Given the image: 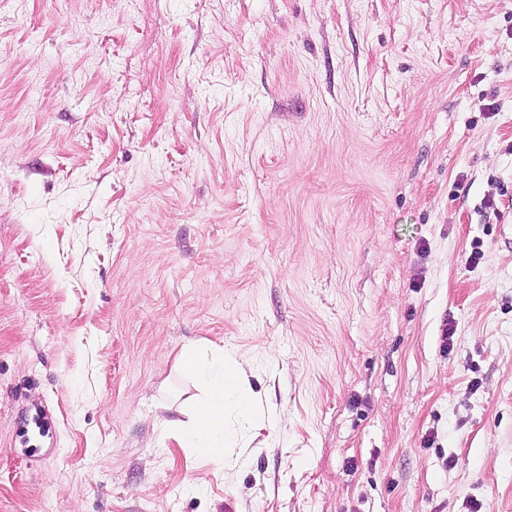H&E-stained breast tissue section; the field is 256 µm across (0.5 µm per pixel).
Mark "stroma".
I'll use <instances>...</instances> for the list:
<instances>
[{"instance_id":"obj_1","label":"stroma","mask_w":512,"mask_h":512,"mask_svg":"<svg viewBox=\"0 0 512 512\" xmlns=\"http://www.w3.org/2000/svg\"><path fill=\"white\" fill-rule=\"evenodd\" d=\"M0 512H512V0H0ZM222 352L223 361L216 362L209 360L203 349L190 346L179 359L181 372L201 385L203 395L194 402L191 423L177 439L183 448H195L208 458L223 454L230 440L224 427V405L228 399H234L244 418L265 423L250 387L247 364L224 355L223 348Z\"/></svg>"}]
</instances>
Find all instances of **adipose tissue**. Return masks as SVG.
Listing matches in <instances>:
<instances>
[{
	"label": "adipose tissue",
	"mask_w": 512,
	"mask_h": 512,
	"mask_svg": "<svg viewBox=\"0 0 512 512\" xmlns=\"http://www.w3.org/2000/svg\"><path fill=\"white\" fill-rule=\"evenodd\" d=\"M181 372L203 389L193 405L192 420L182 429L178 441L182 447L193 448L208 457L223 454L230 440L224 426V405L234 400L239 413L247 419L260 418L258 401L249 381L247 364L232 357L210 360L198 347L185 348L179 359Z\"/></svg>",
	"instance_id": "ef3b65f1"
}]
</instances>
